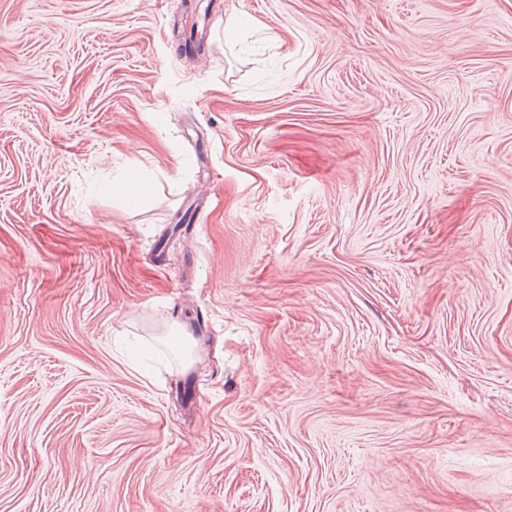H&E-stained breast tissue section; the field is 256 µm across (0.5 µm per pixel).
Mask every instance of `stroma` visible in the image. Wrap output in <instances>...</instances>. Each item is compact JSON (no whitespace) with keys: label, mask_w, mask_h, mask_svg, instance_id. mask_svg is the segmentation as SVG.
<instances>
[{"label":"stroma","mask_w":512,"mask_h":512,"mask_svg":"<svg viewBox=\"0 0 512 512\" xmlns=\"http://www.w3.org/2000/svg\"><path fill=\"white\" fill-rule=\"evenodd\" d=\"M0 512H512V0H0Z\"/></svg>","instance_id":"35a3bbf8"}]
</instances>
